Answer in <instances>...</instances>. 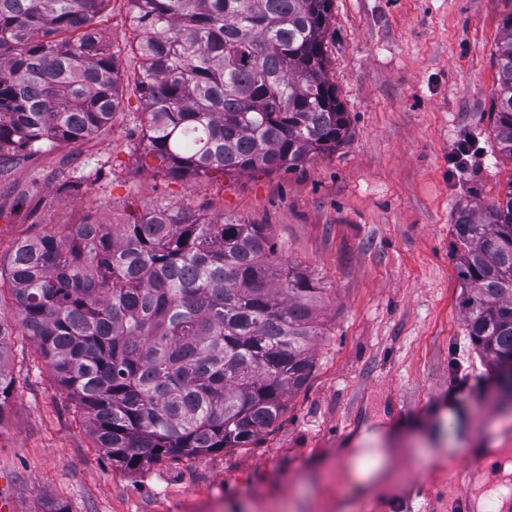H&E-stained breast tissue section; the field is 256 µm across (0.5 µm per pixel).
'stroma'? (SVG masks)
Returning <instances> with one entry per match:
<instances>
[{"mask_svg":"<svg viewBox=\"0 0 512 512\" xmlns=\"http://www.w3.org/2000/svg\"><path fill=\"white\" fill-rule=\"evenodd\" d=\"M503 0H332L328 72L351 120L336 152L295 171L180 181L142 166L128 113L103 137L44 146L0 171V256L58 224H105L160 207L264 225L277 256L322 288L314 367L276 428L244 448L129 473L26 336L0 408V493L14 512H455L473 450L512 442V397L477 358L463 325L453 243L457 207L503 198L512 160L491 108ZM122 57L127 0L101 23ZM82 175L79 192L59 191ZM465 391L451 395L458 381ZM379 434L395 487L353 493L336 476L363 432Z\"/></svg>","mask_w":512,"mask_h":512,"instance_id":"35a3bbf8","label":"stroma"}]
</instances>
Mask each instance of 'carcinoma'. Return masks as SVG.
Wrapping results in <instances>:
<instances>
[{
	"instance_id": "cac0c4a2",
	"label": "carcinoma",
	"mask_w": 512,
	"mask_h": 512,
	"mask_svg": "<svg viewBox=\"0 0 512 512\" xmlns=\"http://www.w3.org/2000/svg\"><path fill=\"white\" fill-rule=\"evenodd\" d=\"M143 115L140 160L175 177L304 167L351 135L328 73L331 0H127ZM107 0H0V162L107 134L126 111ZM512 0L497 47L494 137L512 160ZM465 331L512 392V179L457 209ZM0 407L11 336L32 337L112 465L140 470L243 448L313 369L322 289L260 224L182 209L89 219L14 243L0 289Z\"/></svg>"
}]
</instances>
